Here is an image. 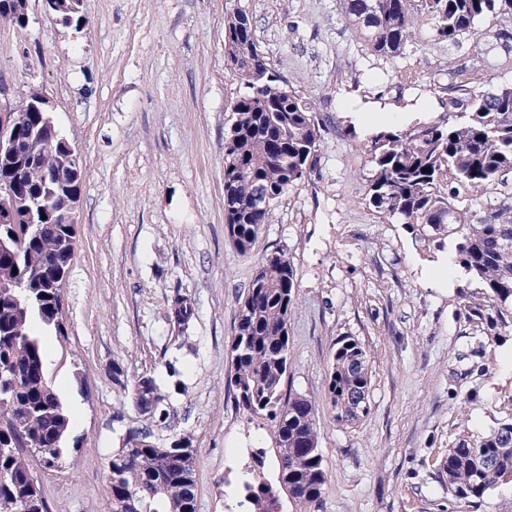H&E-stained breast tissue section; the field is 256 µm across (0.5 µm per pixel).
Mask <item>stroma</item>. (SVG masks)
<instances>
[{
  "instance_id": "stroma-1",
  "label": "stroma",
  "mask_w": 512,
  "mask_h": 512,
  "mask_svg": "<svg viewBox=\"0 0 512 512\" xmlns=\"http://www.w3.org/2000/svg\"><path fill=\"white\" fill-rule=\"evenodd\" d=\"M249 15L271 67L307 97L322 129L318 162L277 203L251 250L225 232L224 137L239 85L224 60V19ZM82 27L28 0L25 27L0 22V110L39 89L82 163L75 250L63 290V333L43 334L47 377L71 417L58 468L32 471L48 512H110L109 462L129 428L159 447L190 435L196 512H250L242 492L252 452L278 475L270 423L239 410L228 382L238 301L268 254L288 253L296 303L282 390L307 395L327 474L306 512H512V483L477 507L448 494L437 468L460 435L512 416V337L474 332L460 309L465 286L423 273L438 250L369 208L371 135L349 113L378 101L424 105L427 121H454L455 70L471 44L438 42L373 56L341 20V0H81ZM192 316L175 329L170 305ZM363 348L370 411L337 420L326 379L341 337ZM482 359L485 375L471 373ZM154 377L165 425L132 402Z\"/></svg>"
}]
</instances>
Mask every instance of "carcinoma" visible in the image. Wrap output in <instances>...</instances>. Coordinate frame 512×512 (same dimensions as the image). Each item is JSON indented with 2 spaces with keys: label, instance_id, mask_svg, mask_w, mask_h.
I'll return each mask as SVG.
<instances>
[{
  "label": "carcinoma",
  "instance_id": "obj_1",
  "mask_svg": "<svg viewBox=\"0 0 512 512\" xmlns=\"http://www.w3.org/2000/svg\"><path fill=\"white\" fill-rule=\"evenodd\" d=\"M343 21L381 59L396 58L412 46L416 29L430 25L438 40L457 44L475 39L477 66L461 71L463 108L446 125L411 132L380 131L371 139L367 200L415 238L429 245L441 236L455 242L460 266L481 285L461 291L465 318L480 334H512V92L511 84L480 90L482 72L497 50L512 52V0H343ZM50 13L80 26V0H51ZM496 28L494 41L478 40V25ZM0 22L24 27L28 0H0ZM224 58L242 92L224 138V221L229 239L248 252L261 228L272 221L275 204L304 181L317 163L321 129L310 103L272 71L249 16L241 9L224 21ZM15 124L39 131L41 113L12 112ZM67 145L39 147L23 160L0 156V195L12 190L37 196L44 175L64 170L52 198L17 212L14 224L0 223V373L15 382L0 388V512H47L30 468V448H47L51 467L66 451L69 414L46 376L44 356L32 329L38 320L64 333L59 322L62 291L74 256L76 225L62 213L79 199L81 170L66 165ZM261 187L269 207L255 211L248 200ZM296 277L288 254L267 255L238 303L230 346V384L238 406L271 424L278 449V485L265 479L264 451L242 487L253 512H277L276 488H286L297 508L318 501L327 477L319 448L316 406L306 395L282 394L288 372V321ZM371 374L366 355L351 337L336 341L327 392L336 419L352 424L367 416ZM150 397L142 414L166 423L162 395L151 377L133 386V403ZM112 512H195V457L191 439L175 440L161 453L152 434L131 429L112 456ZM448 495L482 502L499 484L512 482V418L488 433L456 439L439 464Z\"/></svg>",
  "mask_w": 512,
  "mask_h": 512
}]
</instances>
